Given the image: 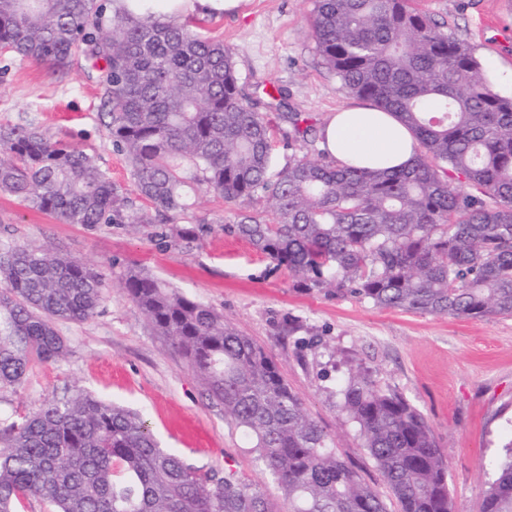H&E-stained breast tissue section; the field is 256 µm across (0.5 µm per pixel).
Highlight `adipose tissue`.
<instances>
[{
  "label": "adipose tissue",
  "instance_id": "ef3b65f1",
  "mask_svg": "<svg viewBox=\"0 0 512 512\" xmlns=\"http://www.w3.org/2000/svg\"><path fill=\"white\" fill-rule=\"evenodd\" d=\"M330 157L363 168H403L416 155L411 132L394 116L367 104L338 110L324 128Z\"/></svg>",
  "mask_w": 512,
  "mask_h": 512
}]
</instances>
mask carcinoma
Masks as SVG:
<instances>
[{
  "instance_id": "carcinoma-1",
  "label": "carcinoma",
  "mask_w": 512,
  "mask_h": 512,
  "mask_svg": "<svg viewBox=\"0 0 512 512\" xmlns=\"http://www.w3.org/2000/svg\"><path fill=\"white\" fill-rule=\"evenodd\" d=\"M152 2L137 0L136 13L115 0H0V53L60 78L75 56L97 72L108 135L152 211L131 210L91 157L31 126L0 127V192L86 226L153 224L212 194L244 207L224 230L300 288L420 314L512 316V97L492 90L473 46L415 0H312V39L342 90L419 144L406 168H356L317 147L325 123L267 118L224 40ZM278 133L288 162L274 171ZM262 199L272 210L254 206ZM0 280V387H18L33 361L64 354L55 323L91 319L104 284L79 260L10 244ZM123 288L251 444L288 512H387L261 345L143 270H128ZM339 408L400 512H451L420 411L361 371L342 380ZM35 501L47 512H279L258 487L187 464L138 413L88 392L47 399L0 431V512ZM482 512H512V439Z\"/></svg>"
}]
</instances>
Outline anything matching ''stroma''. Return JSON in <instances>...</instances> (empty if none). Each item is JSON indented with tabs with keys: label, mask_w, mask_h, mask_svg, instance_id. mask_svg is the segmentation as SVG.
<instances>
[{
	"label": "stroma",
	"mask_w": 512,
	"mask_h": 512,
	"mask_svg": "<svg viewBox=\"0 0 512 512\" xmlns=\"http://www.w3.org/2000/svg\"><path fill=\"white\" fill-rule=\"evenodd\" d=\"M419 4L474 46L496 93L512 96V0ZM311 11V0H246L239 14L198 24L234 50L239 81L252 98L268 102L279 88L281 110L324 119L353 99L316 53ZM278 111L268 110V118ZM106 122L100 89L82 58H74L60 80L46 65L0 55V126H32L69 142L95 160L135 209H148ZM239 212L224 200L200 196L171 221L86 226L62 223L0 192V242L81 260L106 284L93 318L57 323L66 347L62 357L32 364L19 388L0 387V429L45 399L87 391L141 414L161 446L188 464L233 470L286 512L288 501L271 473L254 460L223 409L209 401L182 354L123 290L125 271L140 268L214 308L262 345L339 453L378 489L388 512H398L397 501L359 429L337 407L339 380L359 368L426 418L448 467L452 512H481L502 445L512 435V317L408 313L294 287L287 271L225 234Z\"/></svg>",
	"instance_id": "stroma-1"
}]
</instances>
